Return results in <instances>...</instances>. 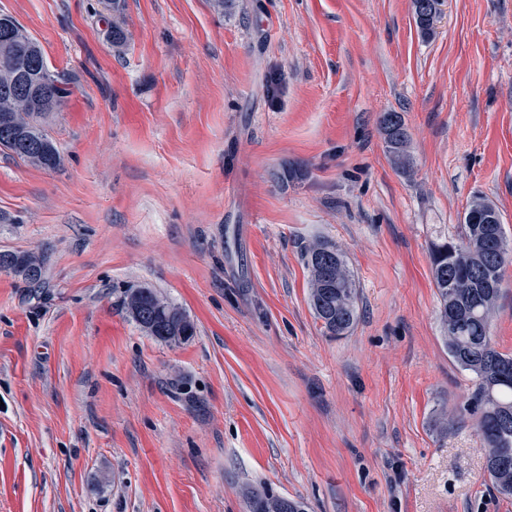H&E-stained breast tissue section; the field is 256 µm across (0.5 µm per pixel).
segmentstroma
I'll use <instances>...</instances> for the list:
<instances>
[{
  "mask_svg": "<svg viewBox=\"0 0 512 512\" xmlns=\"http://www.w3.org/2000/svg\"><path fill=\"white\" fill-rule=\"evenodd\" d=\"M0 0L72 80L62 162L0 150V512H512L487 478L472 377L449 358L428 243L478 197L512 241V0ZM400 113L413 170L379 124ZM303 170L289 181L288 166ZM346 256L351 331L325 335L305 249ZM196 325L146 335L129 289ZM512 354V264L491 318ZM121 0H103L101 3L107 12H112V21L104 15H101L102 21L106 25L105 33L107 40L113 48L121 49L127 45L129 34L125 29L124 22L121 19L124 5ZM47 256L40 251H4L0 253V267L21 279L30 288H42L45 279ZM162 298L151 288L131 289L126 296V308L129 317L144 331L161 342L168 344H182L190 341L196 334V326L189 315L179 306L174 305L175 312L181 313L182 317L173 315L174 311L164 302L157 300L156 306L160 311H165L173 318L156 322L152 317L154 313V301ZM136 304V307H134ZM147 328V330H145ZM178 336H183L179 338ZM248 505L251 512H277L279 511L280 495L270 491L247 494Z\"/></svg>",
  "mask_w": 512,
  "mask_h": 512,
  "instance_id": "obj_1",
  "label": "stroma"
}]
</instances>
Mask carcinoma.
Instances as JSON below:
<instances>
[{
  "label": "carcinoma",
  "instance_id": "1",
  "mask_svg": "<svg viewBox=\"0 0 512 512\" xmlns=\"http://www.w3.org/2000/svg\"><path fill=\"white\" fill-rule=\"evenodd\" d=\"M420 2L422 9L415 14V21L426 34L431 30L428 16L436 0ZM102 4L112 13L110 18L102 17L106 38L119 50L129 40L121 19L123 4L121 0H102ZM26 59L41 62L42 70L49 73L52 95L63 100L70 94L71 81L49 71L41 44L15 18L0 14V148L36 167L53 170L61 164V154L46 125L39 122V113L15 111L14 97L3 90L1 74L6 72L15 76L14 87L45 96L38 78H30L29 72L21 69ZM380 125L391 162L401 172H409L410 136L402 115L386 112ZM496 237L506 240L499 211L488 200L477 197L465 212L458 239L440 235L431 241L429 253L448 355L475 379L468 405L477 415L478 430L487 448L486 471L499 492L512 495V355L498 351L491 336V313L499 298L503 269L512 263V251L491 258L488 243ZM331 248L333 245L317 240L309 244L305 259L314 315L327 335L339 338L357 320V286L340 251L336 252L340 276L325 279L317 251ZM46 264L47 256L40 251L0 253V267H7L8 273L31 288L43 286ZM156 298L158 293L151 288L130 290L126 296L129 317L161 342L177 345L190 341L196 335V326L189 315L176 305L174 309L182 317L154 320ZM247 499L250 512H279L280 496L270 491H251Z\"/></svg>",
  "mask_w": 512,
  "mask_h": 512
}]
</instances>
